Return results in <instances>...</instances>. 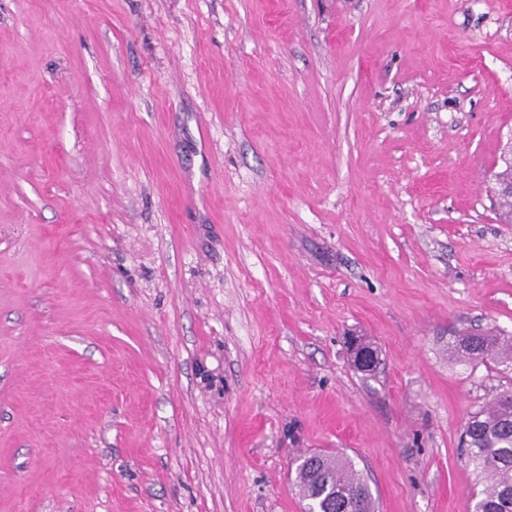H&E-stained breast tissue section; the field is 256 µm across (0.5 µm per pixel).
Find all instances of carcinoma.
Returning <instances> with one entry per match:
<instances>
[{
	"mask_svg": "<svg viewBox=\"0 0 512 512\" xmlns=\"http://www.w3.org/2000/svg\"><path fill=\"white\" fill-rule=\"evenodd\" d=\"M471 359L512 362V343L496 330L459 333ZM463 456L483 479L474 512H512V391L488 408L473 412L464 425ZM294 485L303 499L323 512H375L367 481L352 461L337 454H310L297 459Z\"/></svg>",
	"mask_w": 512,
	"mask_h": 512,
	"instance_id": "obj_1",
	"label": "carcinoma"
}]
</instances>
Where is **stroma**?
<instances>
[{"label": "stroma", "mask_w": 512, "mask_h": 512, "mask_svg": "<svg viewBox=\"0 0 512 512\" xmlns=\"http://www.w3.org/2000/svg\"><path fill=\"white\" fill-rule=\"evenodd\" d=\"M511 142L512 0H0V512H472ZM464 337L467 345L465 354L470 359L489 360L493 362H512V343L502 341L499 334L493 328L485 331H464L458 334ZM458 337V338H459ZM362 341L366 347H372V344L370 342H367L363 339L361 340L357 336H352L350 338L349 345L351 347L352 352L355 353L356 351H358L357 356L354 354L353 358L355 368L360 372L369 374L376 369L379 363V355L377 350L374 348H363ZM296 462L294 485L308 501L307 512H314L309 511L310 501L323 510L316 512H375L367 481L347 457L312 453ZM314 473L319 475L321 486Z\"/></svg>", "instance_id": "obj_1"}]
</instances>
